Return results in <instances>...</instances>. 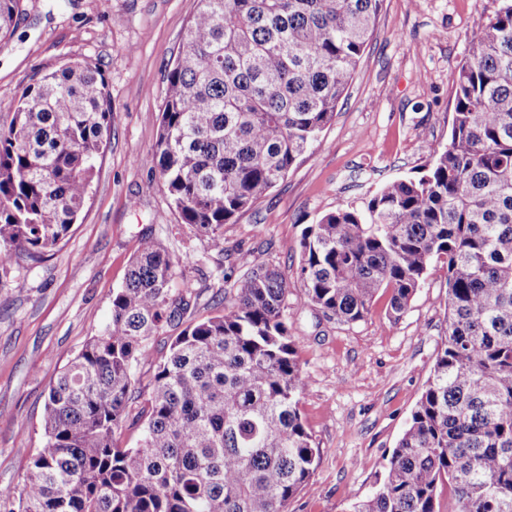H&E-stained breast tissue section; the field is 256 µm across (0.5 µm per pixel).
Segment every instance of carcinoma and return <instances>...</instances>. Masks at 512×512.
Here are the masks:
<instances>
[{
	"label": "carcinoma",
	"mask_w": 512,
	"mask_h": 512,
	"mask_svg": "<svg viewBox=\"0 0 512 512\" xmlns=\"http://www.w3.org/2000/svg\"><path fill=\"white\" fill-rule=\"evenodd\" d=\"M381 0H197L166 75L158 183L183 224L223 227L281 180L331 123ZM20 0H0V37ZM112 128L102 78L65 65L23 91L0 133V266L64 241ZM301 296L343 323L389 292L400 318L431 263L447 269L445 336L373 494L349 512H512V0L472 35L448 141L418 178L340 205L306 227ZM230 307L188 323L158 362L145 404L133 372L188 284L141 238L112 318L50 386L44 441L9 512H286L318 462L300 412L306 377L284 311L288 279L240 252ZM141 424L123 447V423Z\"/></svg>",
	"instance_id": "carcinoma-1"
}]
</instances>
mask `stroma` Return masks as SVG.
Segmentation results:
<instances>
[{
	"label": "stroma",
	"mask_w": 512,
	"mask_h": 512,
	"mask_svg": "<svg viewBox=\"0 0 512 512\" xmlns=\"http://www.w3.org/2000/svg\"><path fill=\"white\" fill-rule=\"evenodd\" d=\"M499 0H383L336 115L288 175L224 227L214 247L181 223L155 186L165 74L197 0H22L0 40V132L15 93L69 62L97 68L112 129L78 224L45 260L0 266V487L21 490L43 444L58 374L111 320L142 236L179 259L200 297L186 315L223 310L222 275L237 250L277 265L299 288V243L338 205L362 206L385 183L420 176L448 140L455 85L477 22ZM446 268L435 264L400 319L378 293L364 320L340 324L289 299L286 319L306 375L300 411L318 465L287 512H346L371 495L425 387L444 335Z\"/></svg>",
	"instance_id": "obj_1"
}]
</instances>
